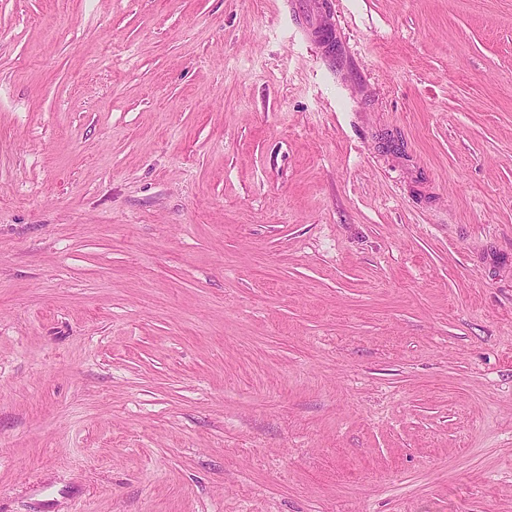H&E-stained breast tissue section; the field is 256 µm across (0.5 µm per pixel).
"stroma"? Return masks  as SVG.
<instances>
[{"label": "stroma", "mask_w": 512, "mask_h": 512, "mask_svg": "<svg viewBox=\"0 0 512 512\" xmlns=\"http://www.w3.org/2000/svg\"><path fill=\"white\" fill-rule=\"evenodd\" d=\"M0 512H512V0H0Z\"/></svg>", "instance_id": "stroma-1"}]
</instances>
